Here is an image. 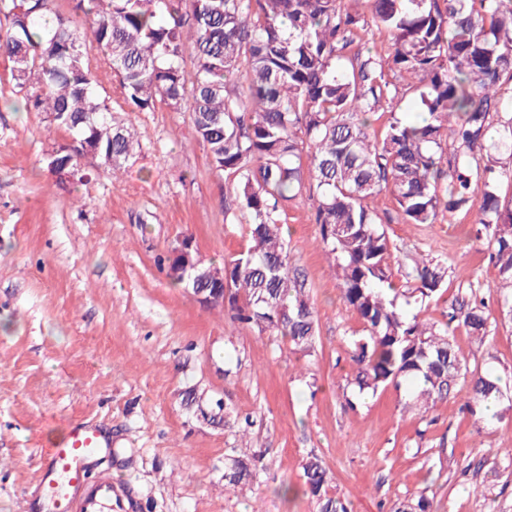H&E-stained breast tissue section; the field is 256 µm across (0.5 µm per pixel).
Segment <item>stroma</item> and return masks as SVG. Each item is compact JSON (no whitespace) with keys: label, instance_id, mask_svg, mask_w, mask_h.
<instances>
[{"label":"stroma","instance_id":"35a3bbf8","mask_svg":"<svg viewBox=\"0 0 512 512\" xmlns=\"http://www.w3.org/2000/svg\"><path fill=\"white\" fill-rule=\"evenodd\" d=\"M90 61L139 147L116 175L82 159L86 177L72 182L48 166L68 133L25 108L0 56V512H25L42 454L74 421L111 436L109 469L133 491L134 512H316L299 487L312 451L352 512H389L428 485L435 512H512V314L470 219L406 224L380 198L400 259L449 257L479 281L487 337L459 330L453 342L469 369L506 381L493 411L468 414L463 383L425 414L409 407L407 384L346 404L347 335L362 326L312 201L290 206L284 226L316 312L314 348L302 353L231 324L223 306L201 304L159 268L185 236L205 263L221 264L248 247V223L226 212L235 185L212 168L190 112L129 111L109 66ZM191 387L254 426L241 434L197 421L182 402ZM259 450L269 466L260 481L227 486L228 457Z\"/></svg>","mask_w":512,"mask_h":512}]
</instances>
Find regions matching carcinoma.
I'll use <instances>...</instances> for the list:
<instances>
[{
  "label": "carcinoma",
  "instance_id": "1",
  "mask_svg": "<svg viewBox=\"0 0 512 512\" xmlns=\"http://www.w3.org/2000/svg\"><path fill=\"white\" fill-rule=\"evenodd\" d=\"M50 2L0 0V55L13 62L26 107L72 136L50 155L52 169L81 181L77 157L90 154L115 173L138 145L98 89L93 48L130 111L188 108L213 168L236 183L226 211L247 215L251 246L221 267L232 322L313 349L314 307L282 224L288 203L306 196L362 324L350 337L351 384L374 393L416 382L414 406L424 414L461 381L472 412L502 396V378L469 371L450 339L460 329L486 337L480 287L459 283L444 322L408 316L392 297L393 245L376 204L389 194L408 224L475 214L474 239H487L490 261L512 281V200L499 191L512 183V165H498V155L512 156V0H76L80 22ZM372 25L392 34L389 52L361 43ZM188 43L197 60L191 81L182 68ZM408 95L421 109L413 122L393 112ZM166 262L174 284L204 285L194 271L177 274L180 260ZM452 266L414 260L409 298L421 305L447 291ZM183 402L199 420L230 425L204 391L188 389ZM266 470L261 451L232 457L224 481L250 486ZM302 470L317 512H351L329 493L320 457ZM433 502L425 488L391 512H432Z\"/></svg>",
  "mask_w": 512,
  "mask_h": 512
}]
</instances>
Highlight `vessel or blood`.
I'll return each mask as SVG.
<instances>
[{"instance_id": "vessel-or-blood-1", "label": "vessel or blood", "mask_w": 512, "mask_h": 512, "mask_svg": "<svg viewBox=\"0 0 512 512\" xmlns=\"http://www.w3.org/2000/svg\"><path fill=\"white\" fill-rule=\"evenodd\" d=\"M111 456L102 427L72 422L63 441L47 452L27 512H132V492L103 468Z\"/></svg>"}]
</instances>
